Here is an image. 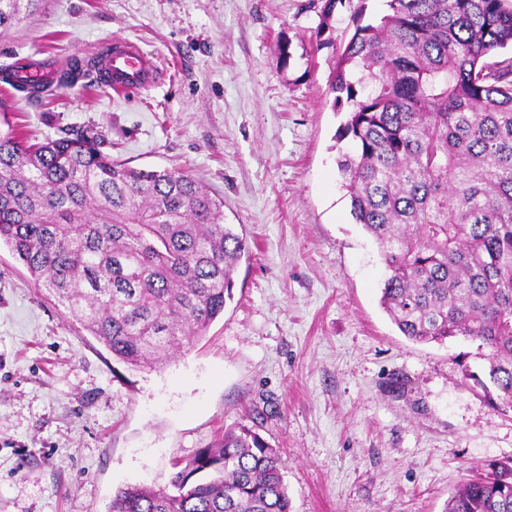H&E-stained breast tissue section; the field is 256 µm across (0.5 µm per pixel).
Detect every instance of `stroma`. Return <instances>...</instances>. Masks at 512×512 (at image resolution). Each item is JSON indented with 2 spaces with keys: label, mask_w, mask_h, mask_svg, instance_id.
Masks as SVG:
<instances>
[{
  "label": "stroma",
  "mask_w": 512,
  "mask_h": 512,
  "mask_svg": "<svg viewBox=\"0 0 512 512\" xmlns=\"http://www.w3.org/2000/svg\"><path fill=\"white\" fill-rule=\"evenodd\" d=\"M319 22L311 0H42L0 33V68L28 57L53 76L115 36L154 55L163 83L125 97L0 81V120L40 140L91 128L131 166L189 173L250 248L223 315L149 369L117 361L0 247V512H107L239 424L279 448L291 512H443L512 457V410L469 378L486 365L476 343L414 342L380 305Z\"/></svg>",
  "instance_id": "1"
}]
</instances>
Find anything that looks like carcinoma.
Returning a JSON list of instances; mask_svg holds the SVG:
<instances>
[{
  "label": "carcinoma",
  "mask_w": 512,
  "mask_h": 512,
  "mask_svg": "<svg viewBox=\"0 0 512 512\" xmlns=\"http://www.w3.org/2000/svg\"><path fill=\"white\" fill-rule=\"evenodd\" d=\"M335 56L348 107L338 160L352 213L387 270L380 304L415 342L477 343L496 409L512 408V0H386ZM40 0H0V31ZM316 50L343 0H320ZM94 68L72 60V84ZM91 130L37 141L0 130V243L117 360L150 367L192 345L233 298L249 246L224 201L176 169H137ZM279 450L227 428L172 477L128 485L108 512H290ZM444 512H512V458L460 485Z\"/></svg>",
  "instance_id": "cac0c4a2"
}]
</instances>
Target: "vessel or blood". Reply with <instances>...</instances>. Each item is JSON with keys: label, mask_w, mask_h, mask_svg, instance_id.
<instances>
[{"label": "vessel or blood", "mask_w": 512, "mask_h": 512, "mask_svg": "<svg viewBox=\"0 0 512 512\" xmlns=\"http://www.w3.org/2000/svg\"><path fill=\"white\" fill-rule=\"evenodd\" d=\"M95 83L106 85L115 95L124 96L152 85L159 68L155 58L136 44L115 39L102 46Z\"/></svg>", "instance_id": "obj_1"}]
</instances>
